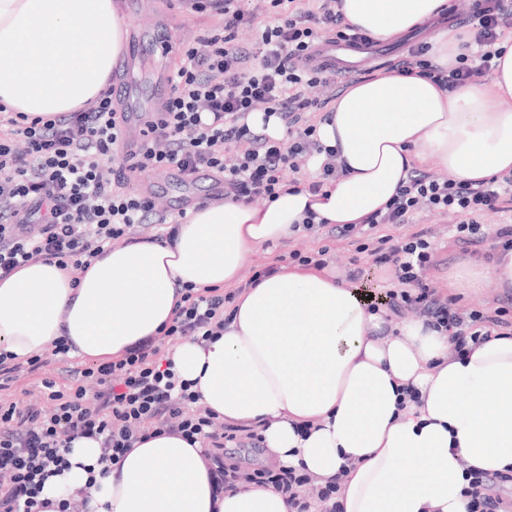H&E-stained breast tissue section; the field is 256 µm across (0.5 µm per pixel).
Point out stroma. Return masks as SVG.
Segmentation results:
<instances>
[{
  "mask_svg": "<svg viewBox=\"0 0 512 512\" xmlns=\"http://www.w3.org/2000/svg\"><path fill=\"white\" fill-rule=\"evenodd\" d=\"M145 9L132 17L133 27L145 35L163 33L171 40L172 52L164 59L165 67H174L180 52L191 45L199 29L218 25V16L195 14L181 8L178 0H141ZM512 220L506 213H485L481 222L488 233L486 240L479 246L462 249L455 240L451 216L437 212H421L409 224L379 226L366 239L343 238L332 233L330 227L320 228L310 233L299 230L281 240L256 246L239 274L240 281H247L254 272L270 266L291 264L292 253L304 255L316 254L320 248H328L327 268L343 275H354L356 281L367 284L376 298H386L388 293L397 289L395 273L392 267L379 265L371 253L382 236L399 237L417 231H425L434 251V264L427 271L425 280L436 288L440 295H454L459 311L468 313L478 310L493 313L503 309L508 321L512 322V288H497L493 280H486L483 287L464 288L449 292L448 275L462 264H479L491 267L498 251L495 230L503 222Z\"/></svg>",
  "mask_w": 512,
  "mask_h": 512,
  "instance_id": "35a3bbf8",
  "label": "stroma"
}]
</instances>
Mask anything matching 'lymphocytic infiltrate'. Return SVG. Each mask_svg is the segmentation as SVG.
<instances>
[{
    "label": "lymphocytic infiltrate",
    "mask_w": 512,
    "mask_h": 512,
    "mask_svg": "<svg viewBox=\"0 0 512 512\" xmlns=\"http://www.w3.org/2000/svg\"><path fill=\"white\" fill-rule=\"evenodd\" d=\"M191 11H212L224 19L223 32L207 30L185 49L171 74L172 96L161 120L127 173L112 158L123 144L122 127L104 91L82 109L52 119L22 112L0 113V279L24 266L46 261L61 270L86 271L116 242L136 241L144 226L155 228L160 242L174 239L185 211L159 209L147 195L130 191L131 178L174 166L212 174L224 185V199L252 203L278 197L286 172L321 156L318 181L310 191L339 178L336 151L317 138L312 112L336 98L337 78L309 66L311 49L323 39L351 32L342 0H182ZM468 20L475 52L443 68L426 55L428 45L411 47L397 70L421 69L442 89H456L494 69L497 44L512 27L503 0H474ZM256 29L257 38L240 40V27ZM277 118L282 137L253 122L255 113ZM512 206V175L473 184L435 173L412 170L386 212L359 224L342 225L340 236L361 237L381 224H408L428 209L452 215L455 240L466 246L486 237L479 215ZM377 264L393 265L399 288L388 304L427 325L449 333L454 354H465L503 326L501 315L459 312L451 298L439 296L425 280L433 251L416 232L377 252ZM234 293L218 287L185 285L176 315L162 338H152L121 356L69 370L68 386L46 377L50 365L64 361L68 337L49 352L17 360L0 352V512H46L40 500L45 479L64 471L62 447L76 437L100 443L103 459L117 461L150 430L180 433L202 441L214 466L217 490L240 481L273 488L288 499L291 512H343L342 485L318 482L293 468L240 473L224 462V445L238 437V427L217 420L204 409L190 383L176 376L161 352L162 341L203 342L220 335L229 320ZM41 375L43 400L3 398L20 375ZM463 494L468 512H512V502L497 487L512 485V473L466 475Z\"/></svg>",
    "instance_id": "f902f5d3"
}]
</instances>
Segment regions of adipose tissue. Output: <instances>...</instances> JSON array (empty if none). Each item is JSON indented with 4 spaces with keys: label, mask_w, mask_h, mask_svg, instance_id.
<instances>
[{
    "label": "adipose tissue",
    "mask_w": 512,
    "mask_h": 512,
    "mask_svg": "<svg viewBox=\"0 0 512 512\" xmlns=\"http://www.w3.org/2000/svg\"><path fill=\"white\" fill-rule=\"evenodd\" d=\"M445 4L343 0V11L388 41ZM126 33L115 0H0V103L47 119L78 110L107 89ZM499 50L487 90L392 70L351 83L318 125L344 170L321 192L300 182L260 206L190 209L173 243L112 248L76 281L43 262L0 280V350L22 361L66 336L79 356H120L171 324L180 286L234 281L253 246L288 235L306 211L360 223L417 164L465 182L512 173V38ZM367 295L331 272L280 267L236 298L221 335L176 346L175 371L221 420L258 431L278 465L340 478L343 512H466L468 469L512 473V333L452 358L447 332L423 320L383 335ZM65 455L41 497L87 489V512H289L271 488L215 493L204 448L164 430L114 463L83 437Z\"/></svg>",
    "instance_id": "1"
}]
</instances>
